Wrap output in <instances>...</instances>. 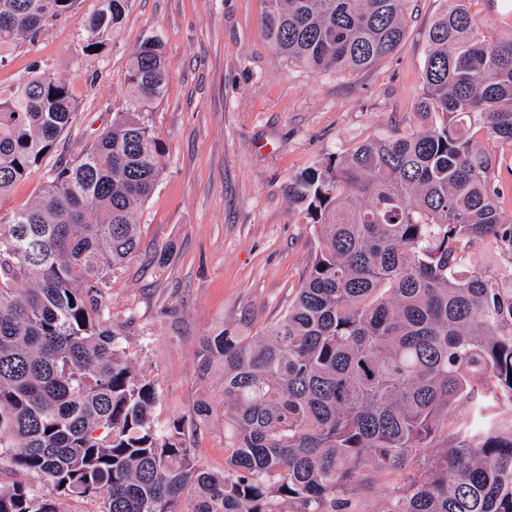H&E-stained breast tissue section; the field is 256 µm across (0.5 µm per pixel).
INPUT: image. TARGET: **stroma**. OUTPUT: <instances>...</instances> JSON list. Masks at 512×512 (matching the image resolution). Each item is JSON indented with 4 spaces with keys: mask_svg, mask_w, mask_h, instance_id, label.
<instances>
[{
    "mask_svg": "<svg viewBox=\"0 0 512 512\" xmlns=\"http://www.w3.org/2000/svg\"><path fill=\"white\" fill-rule=\"evenodd\" d=\"M448 0H408L399 47L358 73H316L278 56L263 35L264 0H131L98 55L84 50L77 9L22 43L0 64V92L32 68L62 72L82 101L34 173L0 197V216L34 202L51 169L112 123L132 53L159 40L170 79L152 119L165 170L137 211L140 249L112 276L107 304L119 344L139 378L154 381L160 430L200 399L223 405L222 376L199 380V341L224 328L261 334L281 317L308 271L314 229L289 187L327 154L367 137L418 128L427 32ZM479 25L512 33V0H476ZM224 418L189 430L196 462L224 469Z\"/></svg>",
    "mask_w": 512,
    "mask_h": 512,
    "instance_id": "1",
    "label": "stroma"
}]
</instances>
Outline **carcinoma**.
I'll return each instance as SVG.
<instances>
[{"instance_id":"obj_1","label":"carcinoma","mask_w":512,"mask_h":512,"mask_svg":"<svg viewBox=\"0 0 512 512\" xmlns=\"http://www.w3.org/2000/svg\"><path fill=\"white\" fill-rule=\"evenodd\" d=\"M451 0L429 28L420 129L327 154L290 187L315 229L309 270L259 336L203 338L197 374L224 375L230 454L200 467L157 387L138 378L104 301L138 250L135 215L165 168L152 115L169 71L144 41L112 125L0 218V447L45 488L0 487V512H512V272L473 261L512 247L490 144L512 145V37L488 39ZM84 49L106 47L130 0H97ZM79 0H0V62ZM406 0H265L264 36L313 71L392 53ZM61 73L0 93V197L73 125ZM218 407L200 401L193 422Z\"/></svg>"}]
</instances>
